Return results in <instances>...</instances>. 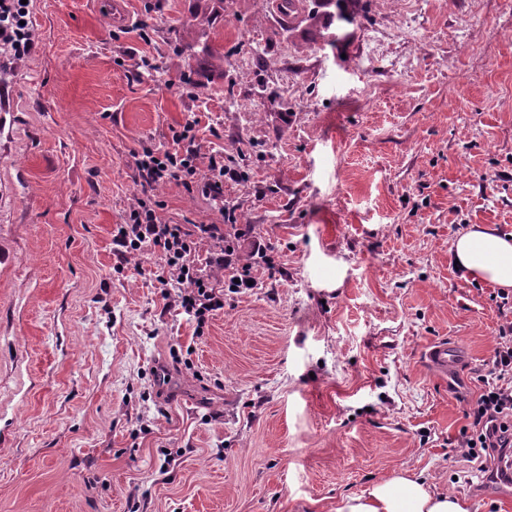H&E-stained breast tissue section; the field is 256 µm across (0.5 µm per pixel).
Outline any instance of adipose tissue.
<instances>
[{
	"mask_svg": "<svg viewBox=\"0 0 512 512\" xmlns=\"http://www.w3.org/2000/svg\"><path fill=\"white\" fill-rule=\"evenodd\" d=\"M451 261L463 278L512 288V237L492 225L463 232L451 250ZM336 512H470L465 500L448 496L411 471H394L367 491L340 500Z\"/></svg>",
	"mask_w": 512,
	"mask_h": 512,
	"instance_id": "1",
	"label": "adipose tissue"
}]
</instances>
